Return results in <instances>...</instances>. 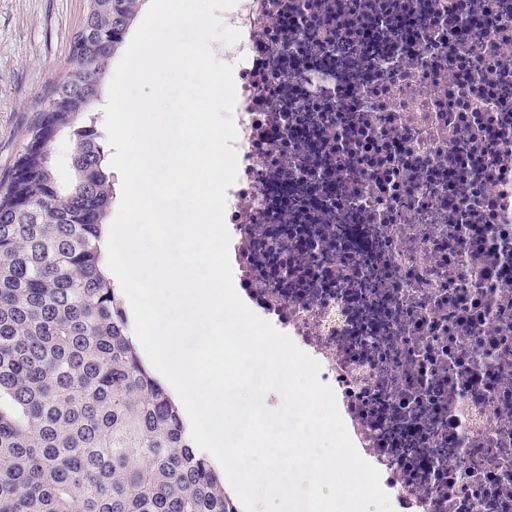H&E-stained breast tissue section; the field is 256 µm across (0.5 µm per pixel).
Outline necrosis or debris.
Wrapping results in <instances>:
<instances>
[{"instance_id": "necrosis-or-debris-1", "label": "necrosis or debris", "mask_w": 512, "mask_h": 512, "mask_svg": "<svg viewBox=\"0 0 512 512\" xmlns=\"http://www.w3.org/2000/svg\"><path fill=\"white\" fill-rule=\"evenodd\" d=\"M224 21L237 293L319 362L394 512H512V0Z\"/></svg>"}]
</instances>
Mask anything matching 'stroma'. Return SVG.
Instances as JSON below:
<instances>
[{
    "instance_id": "1",
    "label": "stroma",
    "mask_w": 512,
    "mask_h": 512,
    "mask_svg": "<svg viewBox=\"0 0 512 512\" xmlns=\"http://www.w3.org/2000/svg\"><path fill=\"white\" fill-rule=\"evenodd\" d=\"M87 0H0V172L26 134L29 109L70 55Z\"/></svg>"
}]
</instances>
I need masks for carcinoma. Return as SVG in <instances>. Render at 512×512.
Instances as JSON below:
<instances>
[{
	"instance_id": "1",
	"label": "carcinoma",
	"mask_w": 512,
	"mask_h": 512,
	"mask_svg": "<svg viewBox=\"0 0 512 512\" xmlns=\"http://www.w3.org/2000/svg\"><path fill=\"white\" fill-rule=\"evenodd\" d=\"M142 2L88 0L0 175V512H240L104 271L115 181L92 109ZM61 140L68 182L51 151Z\"/></svg>"
}]
</instances>
